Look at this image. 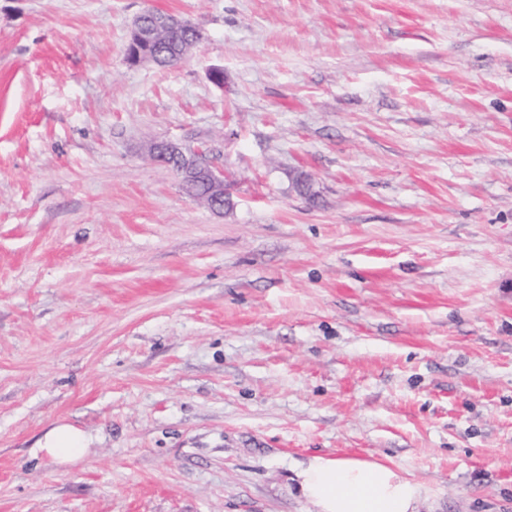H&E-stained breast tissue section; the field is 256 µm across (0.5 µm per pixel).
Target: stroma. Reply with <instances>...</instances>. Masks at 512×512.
I'll use <instances>...</instances> for the list:
<instances>
[{
  "mask_svg": "<svg viewBox=\"0 0 512 512\" xmlns=\"http://www.w3.org/2000/svg\"><path fill=\"white\" fill-rule=\"evenodd\" d=\"M344 454L512 512V0H0V512H308ZM190 24L168 14H152L149 10L141 13L134 20L131 36L127 47L129 63L153 62L149 47L155 43L163 33ZM184 39L181 48H177L179 40ZM202 39V31L199 27L192 24L187 32L178 40H174L166 48L163 53L158 55V66L160 67H172L182 60L181 53L184 54L193 46L195 43ZM150 152L153 159L165 164L169 163L171 157H180L182 159V172L187 178L197 179L201 177L207 178V184L202 180H183V187L186 193L195 201L202 203L208 207L209 200L207 193L212 200H215L214 208L218 212L230 210L234 207V202L231 196H228L227 191L224 189V171L214 168L208 161L207 164H202L195 158H186L184 156L183 147L173 141L165 142L162 144H155L151 146ZM90 441L86 433L70 423H55L35 447L60 464H74L84 456Z\"/></svg>",
  "mask_w": 512,
  "mask_h": 512,
  "instance_id": "obj_1",
  "label": "stroma"
}]
</instances>
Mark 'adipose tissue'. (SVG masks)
<instances>
[{"instance_id": "1", "label": "adipose tissue", "mask_w": 512, "mask_h": 512, "mask_svg": "<svg viewBox=\"0 0 512 512\" xmlns=\"http://www.w3.org/2000/svg\"><path fill=\"white\" fill-rule=\"evenodd\" d=\"M89 438L69 423H56L36 443L60 464L84 456ZM311 512H421L426 488L398 464L355 456L315 455L296 474Z\"/></svg>"}]
</instances>
